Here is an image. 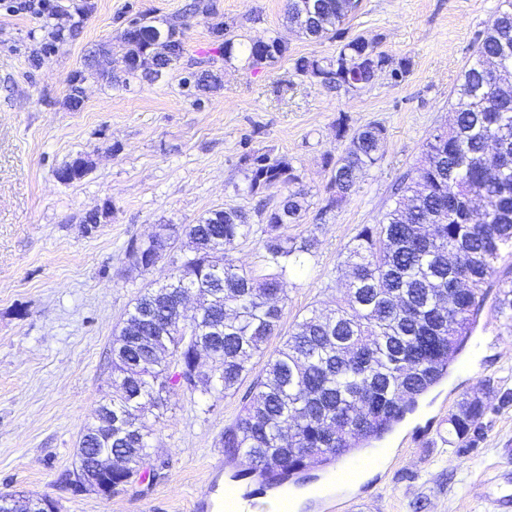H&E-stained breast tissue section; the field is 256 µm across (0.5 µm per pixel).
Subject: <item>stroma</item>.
Segmentation results:
<instances>
[{"label": "stroma", "mask_w": 512, "mask_h": 512, "mask_svg": "<svg viewBox=\"0 0 512 512\" xmlns=\"http://www.w3.org/2000/svg\"><path fill=\"white\" fill-rule=\"evenodd\" d=\"M81 15L35 18L0 5V491L50 497L58 512H216L225 490L241 512H275L286 493L297 512H512V335L491 308L440 384L381 440L326 464L308 481L259 492L233 480L224 429L238 415L265 361L253 358L236 393L214 398L174 389L148 415L153 477L111 498L63 486L94 411L111 391V349L125 312L168 260L132 267L131 243L163 224H194L208 211L239 208L253 232L226 253L255 268L267 214L288 192L250 194L245 155L290 163L306 193L301 223L281 235L312 240L304 271L287 281L283 333L343 287L338 265L363 225L391 203L392 185L423 143L452 117L463 68L501 0H361L345 24L350 37L377 41L409 73H381L359 91L329 90L296 72L301 56L329 57L292 29L287 0H61ZM179 31L181 59L152 82L126 66L122 35L140 19ZM269 37L286 56L248 67L224 57V38ZM218 78L197 85L201 71ZM382 125V160L338 208L326 210L325 154H339L336 121ZM83 159L73 182L59 169ZM488 410L466 444L446 443L448 413L466 393ZM362 466L351 483L337 472Z\"/></svg>", "instance_id": "35a3bbf8"}]
</instances>
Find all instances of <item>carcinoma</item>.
Segmentation results:
<instances>
[{"instance_id": "obj_1", "label": "carcinoma", "mask_w": 512, "mask_h": 512, "mask_svg": "<svg viewBox=\"0 0 512 512\" xmlns=\"http://www.w3.org/2000/svg\"><path fill=\"white\" fill-rule=\"evenodd\" d=\"M358 7L359 0H289L290 27L314 42L343 40L334 57L296 59L297 72L327 89L350 92L391 65L377 43L343 39V24ZM123 40L132 46L129 71L150 81L183 52L176 31L145 21L128 28ZM507 48L512 50V0L490 20L474 61L460 76L451 123L431 134L419 166L395 184L394 205L377 223L364 225L347 249L341 264L348 284L329 308L313 309L295 323L269 355L256 392L224 429V447L245 465L233 478L255 477L263 488L298 483L311 461H331L381 438L448 375L494 286V310L512 334V281L493 280L501 250L512 247V169L496 180L490 175L501 157L512 155V55L502 56ZM287 52L278 37L246 45L224 39V57L242 53L252 65ZM385 140V129L372 124L353 131L342 154L325 155L326 208L350 196L382 158ZM246 162L251 193L299 181L285 161L261 154ZM305 200L304 190L290 191L268 214L260 275L224 252L225 244L252 233L244 211L214 210L182 226L201 251L196 267L203 268L202 278L189 281L198 282L202 294L218 292L217 308L194 320L197 335L186 340L157 314L175 303L177 291L162 285L135 299L112 345V442L97 441V452L130 461L150 457L147 413L167 389L217 397L236 391L249 361L264 354L278 332L288 276L301 271L311 253L312 241L278 234L282 225L300 222ZM419 224H436L438 231L425 237ZM180 231L162 224L155 237L172 248ZM451 252L455 266L448 265ZM461 273L470 287L457 292L451 285ZM201 347L208 362L199 365ZM486 410L482 398H462L448 414L449 434L465 442Z\"/></svg>"}]
</instances>
